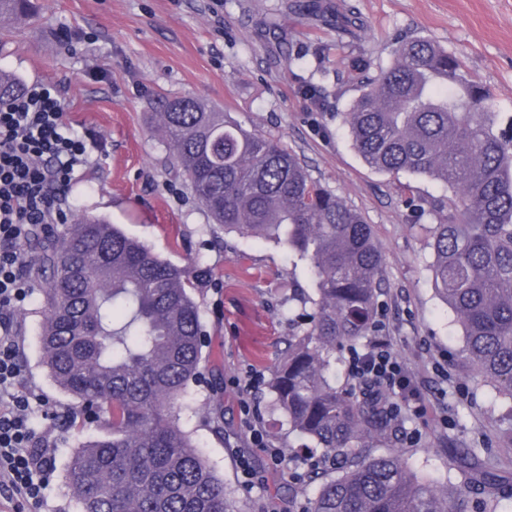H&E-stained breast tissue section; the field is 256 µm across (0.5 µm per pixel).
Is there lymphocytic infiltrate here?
<instances>
[{
  "label": "lymphocytic infiltrate",
  "mask_w": 512,
  "mask_h": 512,
  "mask_svg": "<svg viewBox=\"0 0 512 512\" xmlns=\"http://www.w3.org/2000/svg\"><path fill=\"white\" fill-rule=\"evenodd\" d=\"M90 145L65 119L59 86L35 83L0 106V492L43 497L51 440L32 423L44 400L20 388L19 341L13 313L31 288L22 246L38 231L68 220V194L89 159ZM348 372L378 394L405 390L408 375L387 339L353 351Z\"/></svg>",
  "instance_id": "1"
}]
</instances>
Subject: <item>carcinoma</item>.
I'll return each instance as SVG.
<instances>
[{"label":"carcinoma","mask_w":512,"mask_h":512,"mask_svg":"<svg viewBox=\"0 0 512 512\" xmlns=\"http://www.w3.org/2000/svg\"><path fill=\"white\" fill-rule=\"evenodd\" d=\"M32 13V0H0V18ZM395 61L354 70L359 96L344 113L365 163L440 181L447 195L412 200L430 227L435 288L462 327L477 383L512 402V117L461 73L460 60L422 37L398 42ZM24 89L0 70V103ZM153 120L172 164L212 223L284 243L309 262L311 310L288 316L293 341L275 370L274 409L329 464L308 512H470L512 506V474L473 452L456 465L452 493L413 474L403 455L360 443L391 418L363 387L336 384V350L376 328L381 254L362 213L325 188L277 139L249 132L215 105L162 97ZM43 362L78 403L93 404L104 437L71 458L65 480L81 512H231L224 482L177 422L175 405L200 375L203 324L189 272L160 259L105 220L83 214L42 243ZM205 425L224 435V414Z\"/></svg>","instance_id":"cac0c4a2"}]
</instances>
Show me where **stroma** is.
I'll return each mask as SVG.
<instances>
[{
    "label": "stroma",
    "mask_w": 512,
    "mask_h": 512,
    "mask_svg": "<svg viewBox=\"0 0 512 512\" xmlns=\"http://www.w3.org/2000/svg\"><path fill=\"white\" fill-rule=\"evenodd\" d=\"M37 20L0 21V68L24 84H60L66 117L95 148L70 193L74 215L106 218L171 263L209 270L196 282L206 345L202 375L177 406L190 433L223 480L232 512H305L321 483L308 478L305 450L271 408L269 381L288 349L289 312L313 295L308 262L283 244L212 224L180 172L172 170L161 132L151 126L161 96H193L230 112L244 128L281 140L311 176L360 210L382 255L378 318L424 407L403 414L388 435L367 440L373 454L401 451L410 470L450 490L466 449H487L512 468L506 400L478 385L464 336L439 296L429 266L430 221L414 223L408 197H439L426 176L371 169L354 147L342 114L358 97L349 73L369 74L395 60L397 35L428 38L457 55L466 78L488 87L512 116V0H34ZM354 5L351 33L336 24ZM328 44L337 60L302 51ZM337 103L318 106V96ZM34 287L16 315L21 385L40 393L48 415L35 426L53 442L41 502L0 496V512H79L64 472L84 443L101 437L93 415L70 418L73 403L43 364L41 253L24 247ZM221 406L224 435L203 425ZM262 441H255L254 431ZM283 460L274 464L270 449ZM247 458L258 479L245 487Z\"/></svg>",
    "instance_id": "obj_1"
}]
</instances>
